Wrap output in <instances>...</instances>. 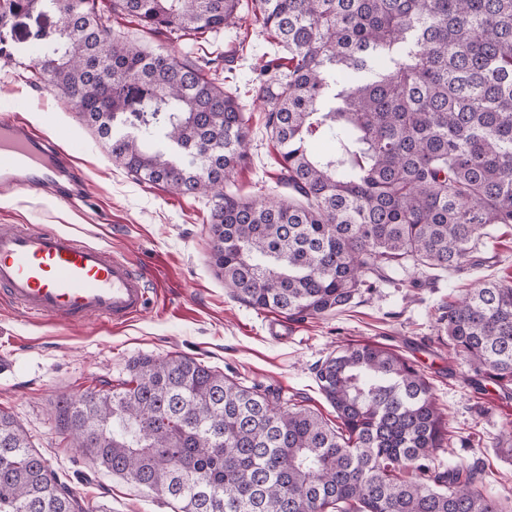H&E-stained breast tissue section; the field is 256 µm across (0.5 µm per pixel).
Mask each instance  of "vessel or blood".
<instances>
[{"mask_svg": "<svg viewBox=\"0 0 512 512\" xmlns=\"http://www.w3.org/2000/svg\"><path fill=\"white\" fill-rule=\"evenodd\" d=\"M83 183L58 148L19 114L0 117V187L48 189L70 200ZM0 298L31 321L125 324L145 313L149 294L140 272L109 248L57 230L0 224Z\"/></svg>", "mask_w": 512, "mask_h": 512, "instance_id": "vessel-or-blood-1", "label": "vessel or blood"}]
</instances>
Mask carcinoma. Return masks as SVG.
I'll return each instance as SVG.
<instances>
[{
	"label": "carcinoma",
	"mask_w": 512,
	"mask_h": 512,
	"mask_svg": "<svg viewBox=\"0 0 512 512\" xmlns=\"http://www.w3.org/2000/svg\"><path fill=\"white\" fill-rule=\"evenodd\" d=\"M284 62L257 96L288 198L240 194L245 108L224 82L112 32L97 0H0V28L38 7L60 25L15 48L112 162L215 198L211 263L237 300L291 320L337 311L399 270L462 269L485 229L512 227V0H255ZM238 0H112L176 38L234 24ZM448 350L477 390L512 397V282L448 295ZM329 425L193 357H137L56 406L92 465L177 512H512L475 466H445L448 421L416 365L348 344L315 372ZM0 512H86L0 413Z\"/></svg>",
	"instance_id": "carcinoma-1"
}]
</instances>
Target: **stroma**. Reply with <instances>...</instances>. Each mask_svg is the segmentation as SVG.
Instances as JSON below:
<instances>
[{
    "label": "stroma",
    "mask_w": 512,
    "mask_h": 512,
    "mask_svg": "<svg viewBox=\"0 0 512 512\" xmlns=\"http://www.w3.org/2000/svg\"><path fill=\"white\" fill-rule=\"evenodd\" d=\"M115 34L161 53L219 58L232 69L249 117L250 160L234 180L252 198L281 195L279 148L264 123L253 70L270 55L269 37L255 19L252 0H241L236 26L246 49L226 36L185 44L166 31L115 15ZM55 13L36 9L0 30V115L21 110L35 132L50 139L89 179L82 200L59 201L45 191L0 192V224H31L73 233L112 248L140 271L149 307L138 320L115 325L91 319L61 324L32 322L0 301V411L12 414L51 467L66 475L88 512H174L169 500L125 479L99 471L72 448L55 420V405L100 379L128 374L141 355H188L247 383L274 389L282 400L306 405L328 423L336 413L315 379V368L337 346L372 342L411 359L429 378L448 420L445 464L477 465L484 489L512 498V399L487 385L483 398L467 386L464 364L448 356V338L437 324L454 290L488 280H512V228H490L481 262L463 272L436 270L381 284L362 302L328 316L289 322L271 335L277 314L233 298L211 262L209 197L183 196L134 179L113 164L99 137L83 126L67 100L35 82L6 51L29 44L37 31L54 32Z\"/></svg>",
    "instance_id": "1"
}]
</instances>
